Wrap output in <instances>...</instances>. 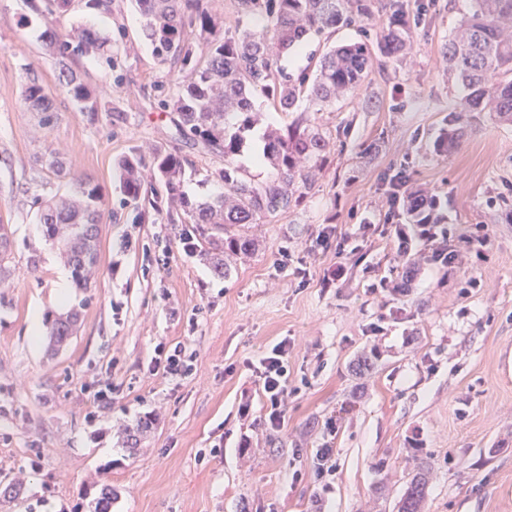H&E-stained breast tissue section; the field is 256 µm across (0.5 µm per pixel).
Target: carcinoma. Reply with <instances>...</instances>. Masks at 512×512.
<instances>
[{"label":"carcinoma","instance_id":"carcinoma-1","mask_svg":"<svg viewBox=\"0 0 512 512\" xmlns=\"http://www.w3.org/2000/svg\"><path fill=\"white\" fill-rule=\"evenodd\" d=\"M144 18L142 35L158 65L167 71L175 91L162 101L171 112L175 134L184 147L224 159V165L206 171L204 181L224 186V192L192 201L182 192L186 166L193 164L183 150L155 148L148 157L132 150L116 163L125 203L139 210V222L165 212L171 223L195 225L193 249L214 272L230 275L232 263L256 249L248 233L251 224H264L278 213L298 206L314 184L315 172L327 162L331 134L305 114L290 124L269 129L260 162L268 168L257 181L237 163L250 131L259 123L254 97L267 106L291 112L306 100L321 112L356 91L367 78L375 56L401 62L412 50L410 15L386 4L387 23L375 39L367 31L383 0H237L238 24L232 31L215 18L203 0H134ZM46 46L61 58L77 54L104 55L103 38L84 28L76 44L56 29L57 15L71 9L73 0H43ZM354 28L362 39L332 47L319 59L313 74L293 76L281 67V58L309 41L338 28ZM448 74L466 91L463 112H486L502 124H512V0H469L467 13L444 46ZM59 89L81 105L91 121L112 106L97 97L88 82L64 65ZM28 108L40 114V123L52 122V102L45 87L33 77L23 87ZM448 114V130L436 143L449 152L464 132ZM154 184L145 187L144 169ZM102 195L98 185L78 178L72 187L40 201L38 223L49 245L61 250L76 287L94 286L99 261V224ZM436 202L420 194L407 197L410 224L416 225ZM11 248V229L0 224V277L9 273L5 260ZM79 314L69 310L49 322L55 345L74 334ZM428 468L408 482L398 512H423L428 490Z\"/></svg>","mask_w":512,"mask_h":512}]
</instances>
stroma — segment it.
<instances>
[{
	"mask_svg": "<svg viewBox=\"0 0 512 512\" xmlns=\"http://www.w3.org/2000/svg\"><path fill=\"white\" fill-rule=\"evenodd\" d=\"M421 3L413 63L374 65L320 112L336 149L318 182L290 213L253 225L258 249L221 277L184 252L188 225L140 224L122 203L116 160L179 146L134 5L113 0L104 18L76 0L61 19L72 40L98 28L117 59L115 81L98 61H68L112 102L91 122L57 87L34 0H0V224L13 268L0 280V482L20 484L0 512H90L107 485L111 512H397L422 462L424 512H512V125L461 113L460 147L437 151L461 97L442 50L468 0ZM359 38L340 28L281 64L297 74ZM33 76L53 99L45 127L22 99ZM53 151L105 202L102 275L64 301L63 262L35 205L66 187L45 166ZM399 173L407 189L439 196L447 237L401 245L386 199ZM471 235L487 238L483 255L466 246ZM442 245L451 267L432 259ZM409 259L416 275L401 291ZM65 306L80 311L77 331L53 353L47 335L32 337L31 313L46 323ZM283 340L288 401L274 429L254 368ZM161 344L193 354L191 374H151ZM138 420L148 429L126 447ZM325 446L333 471L320 478Z\"/></svg>",
	"mask_w": 512,
	"mask_h": 512,
	"instance_id": "obj_1",
	"label": "stroma"
}]
</instances>
